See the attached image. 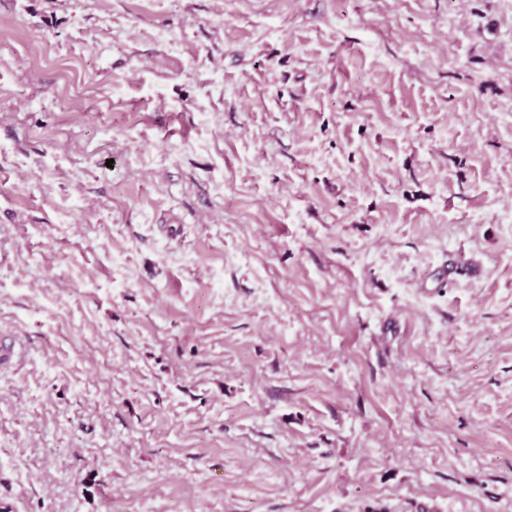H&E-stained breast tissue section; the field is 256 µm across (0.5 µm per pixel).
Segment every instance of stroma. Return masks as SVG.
Masks as SVG:
<instances>
[{
	"mask_svg": "<svg viewBox=\"0 0 512 512\" xmlns=\"http://www.w3.org/2000/svg\"><path fill=\"white\" fill-rule=\"evenodd\" d=\"M0 504L512 512V0H0Z\"/></svg>",
	"mask_w": 512,
	"mask_h": 512,
	"instance_id": "35a3bbf8",
	"label": "stroma"
}]
</instances>
